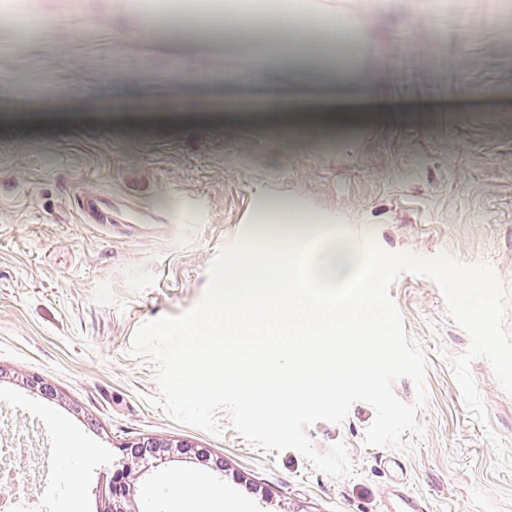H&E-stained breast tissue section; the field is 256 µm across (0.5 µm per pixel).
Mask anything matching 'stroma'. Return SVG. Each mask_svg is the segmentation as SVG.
Instances as JSON below:
<instances>
[{"label": "stroma", "instance_id": "1", "mask_svg": "<svg viewBox=\"0 0 512 512\" xmlns=\"http://www.w3.org/2000/svg\"><path fill=\"white\" fill-rule=\"evenodd\" d=\"M499 3L454 0L455 24L440 28L412 25L413 0H391L352 44L374 95L339 128L235 107L245 88L220 79L201 90L207 109L156 101L157 77L184 95L210 56L166 18L131 37L129 0H39L40 37L22 34L16 0H0V445L25 438L0 481L6 504L37 507L46 459L81 474L78 495L58 486L55 512H112L121 445L155 438L168 451L132 463L140 512H168L157 490L173 475L222 487L239 512H385L394 484L427 512H512V468L498 469L447 362L470 338L428 277L390 288L429 360L421 434L405 449L365 446L375 411L363 402L307 430L318 450L345 445L352 477L175 422L148 402L160 393L153 361L127 354L140 325L201 298L219 249L260 241L270 197L324 216L358 250L485 263L512 287V22L492 21ZM85 191L115 225L84 222ZM133 210L146 223L125 224ZM470 371L512 448V395L487 360ZM54 421L84 454L57 455Z\"/></svg>", "mask_w": 512, "mask_h": 512}]
</instances>
